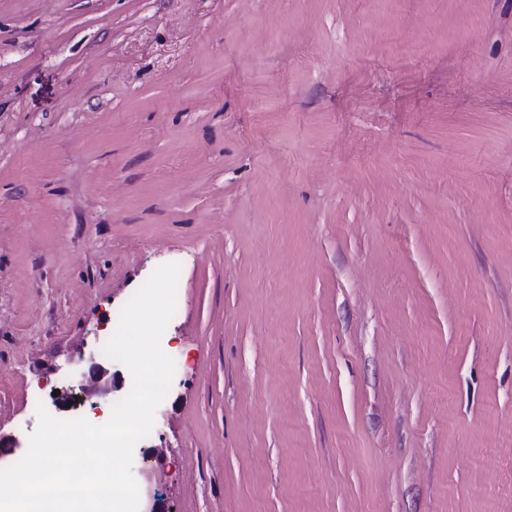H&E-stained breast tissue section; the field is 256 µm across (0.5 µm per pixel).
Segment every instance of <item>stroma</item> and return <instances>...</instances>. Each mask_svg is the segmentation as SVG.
I'll return each mask as SVG.
<instances>
[{
    "mask_svg": "<svg viewBox=\"0 0 512 512\" xmlns=\"http://www.w3.org/2000/svg\"><path fill=\"white\" fill-rule=\"evenodd\" d=\"M171 262L167 512H512V0H0V468Z\"/></svg>",
    "mask_w": 512,
    "mask_h": 512,
    "instance_id": "obj_1",
    "label": "stroma"
}]
</instances>
